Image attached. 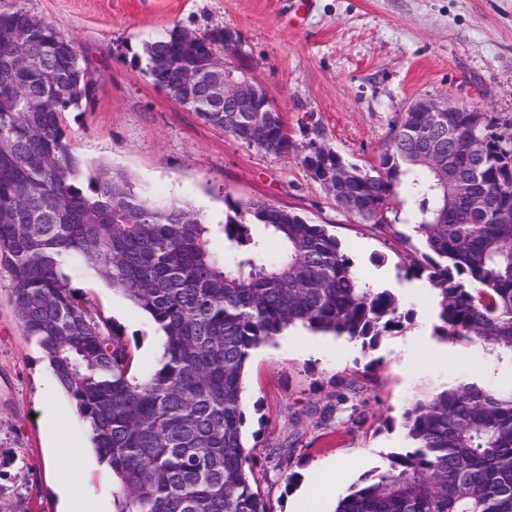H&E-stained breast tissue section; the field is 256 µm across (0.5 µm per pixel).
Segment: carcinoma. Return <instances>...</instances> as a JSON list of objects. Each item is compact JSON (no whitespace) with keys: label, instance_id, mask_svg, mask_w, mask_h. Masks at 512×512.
<instances>
[{"label":"carcinoma","instance_id":"carcinoma-1","mask_svg":"<svg viewBox=\"0 0 512 512\" xmlns=\"http://www.w3.org/2000/svg\"><path fill=\"white\" fill-rule=\"evenodd\" d=\"M18 6L0 12V267L13 283L26 334L55 381L90 423V444L118 479L116 512H270L258 474L284 470L295 447L261 461L243 441L244 372L252 350L285 330L346 336L373 348L400 324L388 288L361 283L324 224L264 199L236 202L224 240L248 271L208 244L187 207L142 200L106 167L86 177L65 142V114L90 101L93 79L56 25L28 26ZM175 27L144 48L154 83L176 95L181 72L205 58L186 52ZM224 51V28L200 35ZM18 53L51 71L17 70ZM199 117L238 141L280 154L288 134L273 112L259 129L224 127V109L193 92ZM320 143L303 157L340 208L412 224L425 248L406 267L435 295L440 330L512 360V118L453 106L403 112L374 173ZM476 141L471 155L462 146ZM281 242L268 255L249 224ZM78 259L162 331L160 366L129 376L121 333L94 319L68 287ZM412 451L339 499L336 512H512V392L464 383L415 401L404 414Z\"/></svg>","mask_w":512,"mask_h":512}]
</instances>
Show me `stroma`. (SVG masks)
<instances>
[{
  "label": "stroma",
  "mask_w": 512,
  "mask_h": 512,
  "mask_svg": "<svg viewBox=\"0 0 512 512\" xmlns=\"http://www.w3.org/2000/svg\"><path fill=\"white\" fill-rule=\"evenodd\" d=\"M0 0L53 22L96 80L92 100L65 115V141L84 170L126 174L148 202L206 216L224 249L234 202L262 198L327 225L363 284L390 289L406 317L373 349L344 337L293 331L254 349L247 363L244 440L254 456L296 441L290 467L263 475L272 512H334L340 498L406 452L404 413L418 398L459 383L512 389V362L484 346L439 335L433 293L404 267L424 247L411 225L388 228L343 213L300 163L310 129L347 161L376 165L389 131L416 100L434 98L512 117V0ZM238 30L253 76L271 92L288 129L287 153L249 147L171 100L146 70L145 43L173 27ZM65 274L77 298L113 325L141 378L156 367L160 331L80 262ZM54 378L25 333L12 281L0 270V512H57V480L114 512L117 480L90 448L71 399L40 416ZM356 394H349V387ZM340 404V421L303 417ZM68 463L45 466L53 442Z\"/></svg>",
  "instance_id": "35a3bbf8"
}]
</instances>
